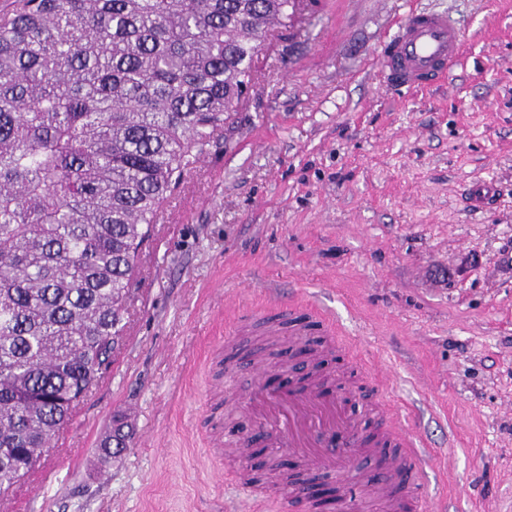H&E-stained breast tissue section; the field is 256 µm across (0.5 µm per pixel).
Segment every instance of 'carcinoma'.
I'll use <instances>...</instances> for the list:
<instances>
[{
  "label": "carcinoma",
  "instance_id": "carcinoma-1",
  "mask_svg": "<svg viewBox=\"0 0 512 512\" xmlns=\"http://www.w3.org/2000/svg\"><path fill=\"white\" fill-rule=\"evenodd\" d=\"M290 0H16L0 14V497L114 360L152 225ZM126 434L102 451L114 457Z\"/></svg>",
  "mask_w": 512,
  "mask_h": 512
}]
</instances>
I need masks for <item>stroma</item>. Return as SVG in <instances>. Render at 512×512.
Returning <instances> with one entry per match:
<instances>
[{"label":"stroma","instance_id":"35a3bbf8","mask_svg":"<svg viewBox=\"0 0 512 512\" xmlns=\"http://www.w3.org/2000/svg\"><path fill=\"white\" fill-rule=\"evenodd\" d=\"M297 2L154 225L114 362L0 512H254L224 484L225 444L256 433L224 397L231 365L252 389V361L225 342L267 344L274 303L318 340L308 305L334 316L319 369L362 387L361 420L386 396L442 451L425 512H512V0H417L457 19L464 60L408 92L379 75L410 0ZM479 178L493 209L470 205Z\"/></svg>","mask_w":512,"mask_h":512}]
</instances>
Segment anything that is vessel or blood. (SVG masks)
<instances>
[{
  "label": "vessel or blood",
  "instance_id": "obj_1",
  "mask_svg": "<svg viewBox=\"0 0 512 512\" xmlns=\"http://www.w3.org/2000/svg\"><path fill=\"white\" fill-rule=\"evenodd\" d=\"M462 57L459 25L446 11L434 8L412 7L382 45L383 74L394 88L431 87L444 79ZM266 373V367H257L256 385L238 408L253 420L270 447L288 449L306 477L340 475L336 496L341 500L357 486L368 496L387 498L394 508L400 496H416L423 460L419 443L396 432V449L385 459L386 482L372 484L364 474L352 472L350 455L378 450L384 438L360 432L321 378L282 390L266 384ZM225 477L253 500L265 502L272 496L270 490L252 485L246 471H229Z\"/></svg>",
  "mask_w": 512,
  "mask_h": 512
}]
</instances>
